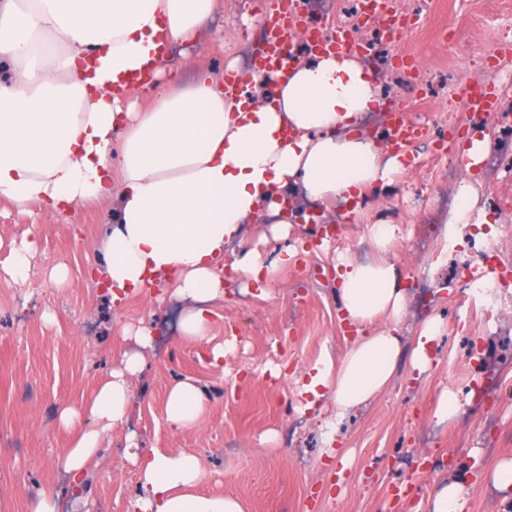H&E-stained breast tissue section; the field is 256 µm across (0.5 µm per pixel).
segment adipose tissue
Wrapping results in <instances>:
<instances>
[{
  "label": "adipose tissue",
  "mask_w": 512,
  "mask_h": 512,
  "mask_svg": "<svg viewBox=\"0 0 512 512\" xmlns=\"http://www.w3.org/2000/svg\"><path fill=\"white\" fill-rule=\"evenodd\" d=\"M215 7L216 0H0V58L17 64L0 84V198L24 211L117 198L105 263L96 269L113 302L167 281L172 296L190 303L184 338L198 346L200 361L220 369L226 344L210 334L224 299L219 267L226 247L242 241L243 224L262 211L287 224L283 204L295 190L321 206L354 203L405 171L406 159L357 131L379 94L354 54H317L252 76L237 94L208 73L158 84L160 48L195 37ZM133 77L151 90L147 108L128 97ZM399 234L394 224L371 225L376 259L335 264L341 319L358 336L339 361L325 355L308 371L298 391L305 409L327 399L341 415L368 404L404 358L414 372L432 368L442 323L427 320L409 349L398 334L404 290L385 255ZM293 254L286 249L273 264L245 248L232 268L264 300ZM382 318L387 327H378ZM134 341L136 352H122L107 380L58 414L62 427L77 431L64 456L75 486L101 436L128 414L129 379L154 346L144 327ZM203 411L193 378L170 387L171 430L195 426ZM124 457L142 488L133 512H246L234 496L198 492L204 469L195 456L128 447ZM467 482L463 475L438 483L424 512H467Z\"/></svg>",
  "instance_id": "1"
}]
</instances>
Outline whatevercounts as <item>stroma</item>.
I'll use <instances>...</instances> for the list:
<instances>
[{
  "label": "stroma",
  "mask_w": 512,
  "mask_h": 512,
  "mask_svg": "<svg viewBox=\"0 0 512 512\" xmlns=\"http://www.w3.org/2000/svg\"><path fill=\"white\" fill-rule=\"evenodd\" d=\"M273 2L217 0L195 43L170 49L169 69L187 77L244 61L264 37ZM392 6L410 27L401 37L384 38L364 63L387 97L423 127L410 146L415 163L382 193H367L364 222L333 204L327 219L340 230L310 254L302 247L313 225H290L284 240L273 237L267 215L246 225L248 244L266 259H276L288 244L299 254L265 301L232 271L233 255L225 256L226 293L211 328L217 339L236 340L223 371L201 363L196 345L182 338L186 303L135 297L116 307L90 279L113 202L31 215L0 200V512H30L38 493L52 485L66 492L63 512H129L140 491L136 468L122 456L131 431L142 453L196 455L204 466L201 491L236 496L248 512H415L437 480L472 462L479 475L469 486V512H512V503L483 477L512 458V374L502 375L490 401L477 402L472 386L481 373L470 356L477 348L512 361V287L491 316L476 290L488 273L512 280V157L497 156L499 124L503 113H512V95L498 111L478 114L461 96L463 83H484L489 71L512 79V0H392ZM402 55L413 58V68L399 64ZM476 120L488 134L487 151L468 169L457 165L455 144ZM466 179L492 221L461 233L444 217ZM375 222L401 229L386 259L407 289L399 330L405 345L428 318H443L448 329L432 347L428 373L401 363L389 388L337 423L329 443L323 422L332 403L319 412L299 410L294 379L321 355L337 361L346 353L333 266L341 255L374 259L367 226ZM26 236L36 241L28 277L8 282L11 248ZM489 256L494 266H487ZM58 268L63 278H53ZM143 319L153 325L156 349L132 380L128 422L103 439L83 487L67 489L62 459L72 435L58 413L106 377L126 347L122 327ZM282 363L289 377L271 378L269 366ZM189 376L205 407L193 428L175 432L165 422L166 396L174 381ZM445 389L457 394L460 413L440 423L434 410ZM272 431L276 440L264 443ZM329 446L349 451L350 464L326 454Z\"/></svg>",
  "instance_id": "stroma-1"
}]
</instances>
